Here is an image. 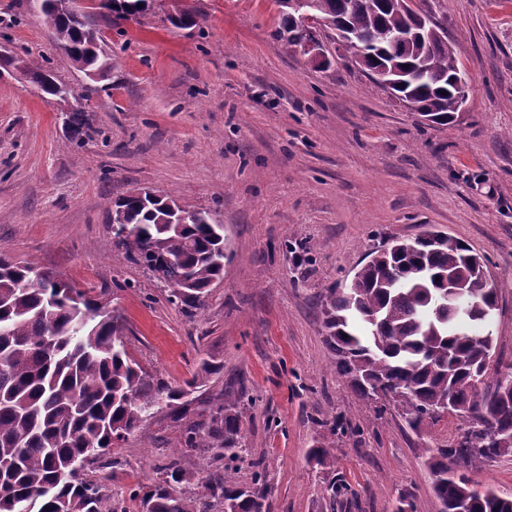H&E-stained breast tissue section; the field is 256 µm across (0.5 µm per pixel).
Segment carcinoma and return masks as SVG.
Returning a JSON list of instances; mask_svg holds the SVG:
<instances>
[{
	"label": "carcinoma",
	"instance_id": "obj_1",
	"mask_svg": "<svg viewBox=\"0 0 512 512\" xmlns=\"http://www.w3.org/2000/svg\"><path fill=\"white\" fill-rule=\"evenodd\" d=\"M46 16L54 39L73 68L99 79L112 74V54L75 0H29ZM276 37L300 48L304 26L275 0ZM105 7L127 19L142 14L147 0H109ZM333 36L358 33L371 67L418 68L389 93L436 116L445 125L460 111L457 81L468 80L451 44L438 36L390 55L394 37L416 24V14L389 0H314L312 10ZM361 42V43H363ZM349 41L343 52L359 54ZM37 77L51 98L84 99L50 67L12 57ZM69 140L88 144L96 130L84 109L66 116ZM112 252L151 271L167 288V301L202 308L214 282L224 276V225L186 209L172 195L150 190L142 200L115 202L109 212ZM470 309L471 326L487 323L499 289L487 278L481 256L450 236L428 232L392 239L371 252L350 282L325 289L321 313L336 373L364 399L385 398L410 429L458 418L461 433L429 454L432 490L440 512H512V500L493 489L474 490L471 469L512 453V362L493 360V338L455 325L448 293ZM119 316L94 295L57 279L35 264L0 251V512H265L266 465L251 461V486H242L224 460L245 451L240 400L230 395L203 409L186 399L198 386L156 381L125 346ZM495 380L479 388L491 362ZM168 411L183 448L156 468L150 486L141 482L112 494L101 481L83 477L95 464L111 474L122 466L112 447L134 434L148 417ZM322 467L335 449L311 451ZM193 491L186 492L187 488Z\"/></svg>",
	"mask_w": 512,
	"mask_h": 512
}]
</instances>
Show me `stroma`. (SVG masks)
I'll use <instances>...</instances> for the list:
<instances>
[{
  "mask_svg": "<svg viewBox=\"0 0 512 512\" xmlns=\"http://www.w3.org/2000/svg\"><path fill=\"white\" fill-rule=\"evenodd\" d=\"M416 4L470 76L446 126L421 123L351 62L313 68L276 38L274 0H151L130 21L81 0L113 63L82 147L58 104L0 75V250L104 289L154 379L181 387L217 366L195 405L239 394L245 454L267 466V512H395L404 492L417 512H437L425 451L452 442L455 419L410 430L336 374L325 342L323 289L350 281L384 241L435 229L484 255L501 288L488 328L512 360V0ZM182 9L202 14L199 26L175 28L168 17ZM0 46L87 83L29 0H0ZM143 188L224 227V277L195 315L112 254V203ZM330 417L345 432H330ZM320 440L335 466L311 459ZM179 446L170 418L154 415L113 448L122 465L107 489L148 481ZM334 482L345 487L336 509Z\"/></svg>",
  "mask_w": 512,
  "mask_h": 512,
  "instance_id": "obj_1",
  "label": "stroma"
}]
</instances>
